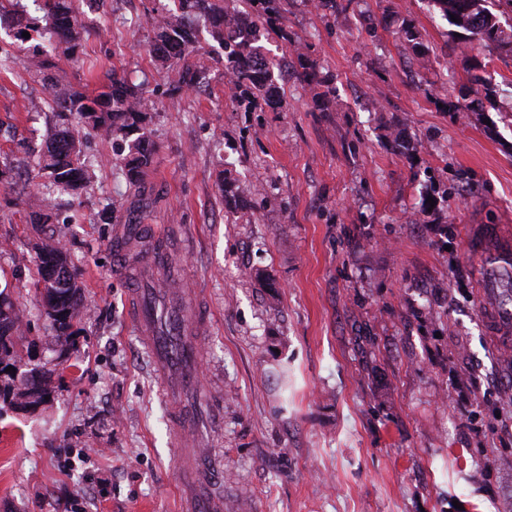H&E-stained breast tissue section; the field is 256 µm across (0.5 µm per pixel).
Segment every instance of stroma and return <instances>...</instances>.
I'll return each mask as SVG.
<instances>
[{"mask_svg":"<svg viewBox=\"0 0 512 512\" xmlns=\"http://www.w3.org/2000/svg\"><path fill=\"white\" fill-rule=\"evenodd\" d=\"M171 4L84 0L87 55L59 62L90 90L111 69L148 76L157 145L136 214L111 143L83 140L90 183L60 210L85 298L72 335L34 284L50 227L0 188V290L23 312L24 362L58 373L44 405L0 403V512H176L170 414L127 313L139 266L113 265L134 219L171 248L150 287L207 320L208 393L187 406L220 415L200 438L224 512H512V362L467 241L512 226V56L461 52L431 0H286L288 36L265 53L305 54L336 94L319 111V86L285 71L282 107L246 112L208 46L213 96L166 94L149 18ZM46 97L24 66L0 72V159L43 140ZM230 184L247 189L233 209Z\"/></svg>","mask_w":512,"mask_h":512,"instance_id":"35a3bbf8","label":"stroma"}]
</instances>
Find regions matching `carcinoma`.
Masks as SVG:
<instances>
[{
    "mask_svg": "<svg viewBox=\"0 0 512 512\" xmlns=\"http://www.w3.org/2000/svg\"><path fill=\"white\" fill-rule=\"evenodd\" d=\"M283 0H173L174 8L163 9L153 18L155 43L153 59L162 67L175 71L177 79L167 87L171 95H201L210 86L209 68L193 59L201 37L207 35L218 45L216 63L224 68L232 96L237 101H262L270 108L282 103L281 87L275 69L279 63L259 51L260 32L273 33L283 40L288 31L282 26ZM446 18L456 16L454 26L468 33L466 46L478 43L487 48L512 53V25L502 26L500 16L512 15V0H433ZM45 26L39 31L47 40L49 51L36 57L30 66L39 72L55 67L54 59L78 58L86 54L88 31L79 22L76 0H42ZM26 15L22 0H0V23H20ZM24 28L17 29L20 41L16 49L0 50V70L11 72L22 61L25 51ZM297 65L309 81L324 87L319 96L321 111L329 110L335 89L330 79L319 75L308 58L300 53ZM143 85H136L125 74L114 70L105 74L101 90L93 95L85 87L57 73L49 87L48 111L61 117L73 116L76 122H62L50 131L42 152L27 153L29 163L43 178L38 191L27 198L29 221L48 224L57 216L62 194L79 195L85 188L89 172L82 158V135L94 132L112 141L116 149V166L140 210L150 206L143 183L152 166L155 145L148 126L149 109L144 104ZM37 285L42 287L44 314L58 336L70 335L73 321L84 308L81 287L70 270L67 249L54 236L38 248ZM23 319L7 294L0 291V373L22 362L24 348ZM50 369H31L8 375L0 386V398L12 406H38L53 391Z\"/></svg>",
    "mask_w": 512,
    "mask_h": 512,
    "instance_id": "carcinoma-1",
    "label": "carcinoma"
}]
</instances>
